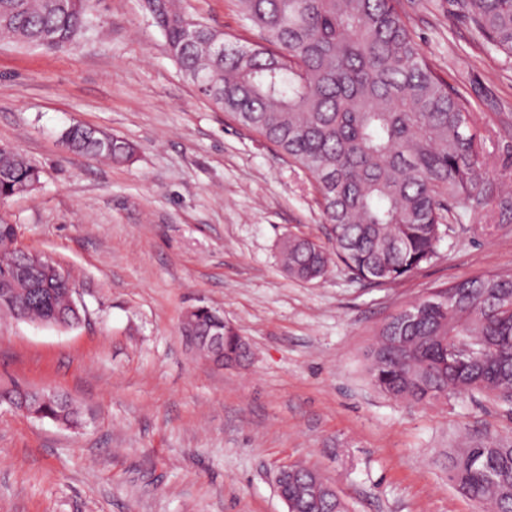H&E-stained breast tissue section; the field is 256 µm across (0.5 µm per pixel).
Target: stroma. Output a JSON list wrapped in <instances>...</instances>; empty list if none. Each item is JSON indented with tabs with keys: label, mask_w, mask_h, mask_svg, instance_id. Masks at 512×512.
Segmentation results:
<instances>
[{
	"label": "stroma",
	"mask_w": 512,
	"mask_h": 512,
	"mask_svg": "<svg viewBox=\"0 0 512 512\" xmlns=\"http://www.w3.org/2000/svg\"><path fill=\"white\" fill-rule=\"evenodd\" d=\"M241 45L259 33L236 0H176ZM420 52L485 126L486 194L451 210L435 255L375 285L335 265L307 283L279 259L290 234L325 238L313 179L198 95L141 0H95L65 52L0 41V145L39 170L0 222L68 276L67 330L0 320V388L64 394L68 428L0 404V512H287L274 478L317 470L350 512H476L448 480L460 428L512 440V412L462 397L432 409L367 378L373 329L434 285L512 275V58L451 0H398ZM75 124L128 140L131 159L61 150ZM204 305L251 348L247 366L197 353L181 323Z\"/></svg>",
	"instance_id": "obj_1"
}]
</instances>
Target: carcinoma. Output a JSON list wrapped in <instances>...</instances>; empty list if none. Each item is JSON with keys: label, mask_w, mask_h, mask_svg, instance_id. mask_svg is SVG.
Instances as JSON below:
<instances>
[{"label": "carcinoma", "mask_w": 512, "mask_h": 512, "mask_svg": "<svg viewBox=\"0 0 512 512\" xmlns=\"http://www.w3.org/2000/svg\"><path fill=\"white\" fill-rule=\"evenodd\" d=\"M181 73L210 102L271 144L314 179L329 245L288 235L282 263L312 282L335 263L359 280L392 283L429 261L445 235L450 208L483 199L482 127L417 48L397 0H237L261 41L240 46L176 8L143 0ZM488 47L512 57V0H454ZM90 0H0V38L63 50L90 23ZM61 138L67 151L122 161L125 139L77 125ZM40 174L26 156L0 147V199L29 191ZM13 224L0 223V280L12 300L0 312L79 323L69 307V279L43 272L41 285L18 274L24 259L8 251ZM437 302L411 318L396 313L375 330L367 353L377 390L424 409L479 395L512 406V276L473 275L429 290ZM202 330L234 337L246 361L248 343L229 322L193 313ZM477 349L448 360V337ZM36 409L77 425L66 397L45 394ZM448 478L480 512H512V442L488 430L448 456ZM294 512H348L317 472L291 466Z\"/></svg>", "instance_id": "1"}]
</instances>
